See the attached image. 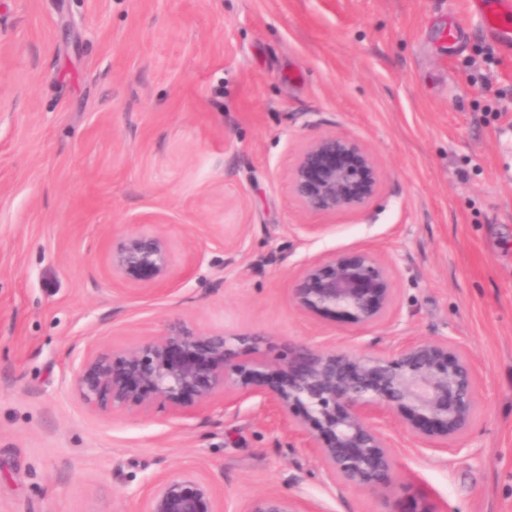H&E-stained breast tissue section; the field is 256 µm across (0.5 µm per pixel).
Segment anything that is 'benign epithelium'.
<instances>
[{"instance_id":"obj_1","label":"benign epithelium","mask_w":512,"mask_h":512,"mask_svg":"<svg viewBox=\"0 0 512 512\" xmlns=\"http://www.w3.org/2000/svg\"><path fill=\"white\" fill-rule=\"evenodd\" d=\"M380 173L372 154L346 135L324 134L298 155L292 191L317 213L360 210L376 195ZM173 250L158 232H138L112 245L107 261L125 282L163 281ZM291 300L308 312L359 327L385 319L393 300L392 271L373 252L327 253L307 261ZM263 338L247 333H201L182 322L133 348L100 353L73 371L72 386L92 411L163 407L186 417L195 405L224 394V408L247 399L288 415L327 476L375 491L392 484L393 459L375 419L396 414L415 432L420 449L459 453L476 403L479 368L444 337L403 346L392 355L351 356L305 344L267 359ZM144 512H222L212 483L190 474L155 478ZM245 512H313L300 498L268 490Z\"/></svg>"}]
</instances>
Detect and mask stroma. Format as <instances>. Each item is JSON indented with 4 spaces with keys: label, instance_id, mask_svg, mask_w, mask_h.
Listing matches in <instances>:
<instances>
[{
    "label": "stroma",
    "instance_id": "stroma-1",
    "mask_svg": "<svg viewBox=\"0 0 512 512\" xmlns=\"http://www.w3.org/2000/svg\"><path fill=\"white\" fill-rule=\"evenodd\" d=\"M455 28V40L446 31ZM349 136L381 180L363 209L301 207L290 172ZM159 232L164 282L115 277ZM372 250L387 318L294 306L303 264ZM174 319L350 354L448 336L481 369L462 451L387 418L395 492L331 483L274 407L99 415L87 356ZM210 480L224 512L276 489L316 512H512V55L470 0H0V512H142L147 482ZM172 259L169 240L158 232L129 234L112 245L107 257L113 274L139 287L163 281Z\"/></svg>",
    "mask_w": 512,
    "mask_h": 512
}]
</instances>
